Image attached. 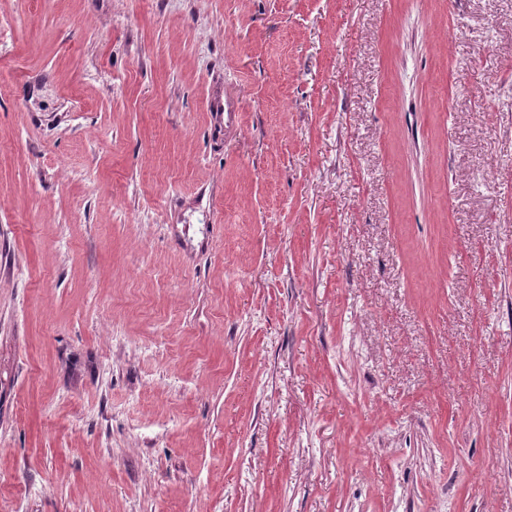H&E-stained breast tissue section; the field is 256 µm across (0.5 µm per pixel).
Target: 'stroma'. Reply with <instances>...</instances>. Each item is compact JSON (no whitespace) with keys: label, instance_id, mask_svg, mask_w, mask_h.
<instances>
[{"label":"stroma","instance_id":"stroma-1","mask_svg":"<svg viewBox=\"0 0 512 512\" xmlns=\"http://www.w3.org/2000/svg\"><path fill=\"white\" fill-rule=\"evenodd\" d=\"M0 512H512V0H0Z\"/></svg>","mask_w":512,"mask_h":512}]
</instances>
